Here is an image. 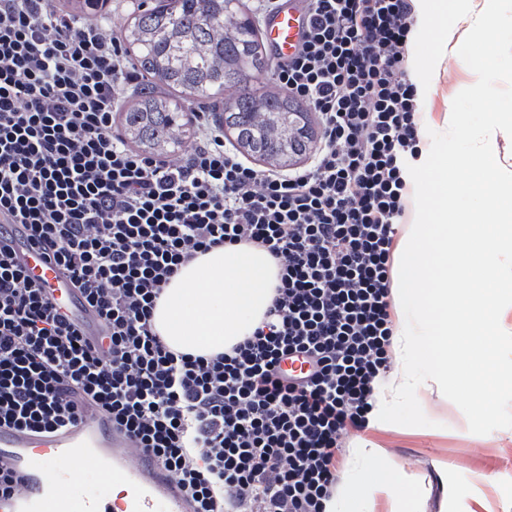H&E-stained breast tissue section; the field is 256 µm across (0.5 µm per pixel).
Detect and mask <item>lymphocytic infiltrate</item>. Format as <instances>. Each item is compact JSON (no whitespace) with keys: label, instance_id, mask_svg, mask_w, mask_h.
<instances>
[{"label":"lymphocytic infiltrate","instance_id":"obj_1","mask_svg":"<svg viewBox=\"0 0 512 512\" xmlns=\"http://www.w3.org/2000/svg\"><path fill=\"white\" fill-rule=\"evenodd\" d=\"M276 80L320 137L288 170L246 161L218 120L163 160L113 130L137 73L102 21L0 0V220L26 230L91 310L65 317L0 232V428L51 433L95 404L183 486L194 512H323L350 432L392 366L394 241L421 98L403 63L413 0H307ZM278 264L266 320L193 355L154 331L179 268L224 246ZM308 356L288 378L282 361Z\"/></svg>","mask_w":512,"mask_h":512}]
</instances>
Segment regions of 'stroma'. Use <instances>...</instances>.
Wrapping results in <instances>:
<instances>
[{"instance_id": "1", "label": "stroma", "mask_w": 512, "mask_h": 512, "mask_svg": "<svg viewBox=\"0 0 512 512\" xmlns=\"http://www.w3.org/2000/svg\"><path fill=\"white\" fill-rule=\"evenodd\" d=\"M442 39L441 29L428 28L423 39L409 43L404 64L421 90L422 126L439 132L447 128L445 118L455 95L477 80L457 53L461 36H454L447 50ZM417 398L430 426L380 421L347 438L338 459L339 476L357 475L362 461L356 448L362 439L382 448L408 476L394 497L359 501L356 512H393L397 499L404 512H512V428L476 435L447 398L426 390Z\"/></svg>"}]
</instances>
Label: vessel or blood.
<instances>
[{"instance_id": "vessel-or-blood-1", "label": "vessel or blood", "mask_w": 512, "mask_h": 512, "mask_svg": "<svg viewBox=\"0 0 512 512\" xmlns=\"http://www.w3.org/2000/svg\"><path fill=\"white\" fill-rule=\"evenodd\" d=\"M305 0H283L266 22L264 40L274 58L291 56L303 39ZM16 261L69 309L72 288L55 266L24 236L13 243ZM77 422L52 433L0 429V463L19 475L16 492L0 495V512H192V504L172 474L150 456L136 453L126 437L91 404ZM91 472L96 492L75 491L58 473V460Z\"/></svg>"}]
</instances>
